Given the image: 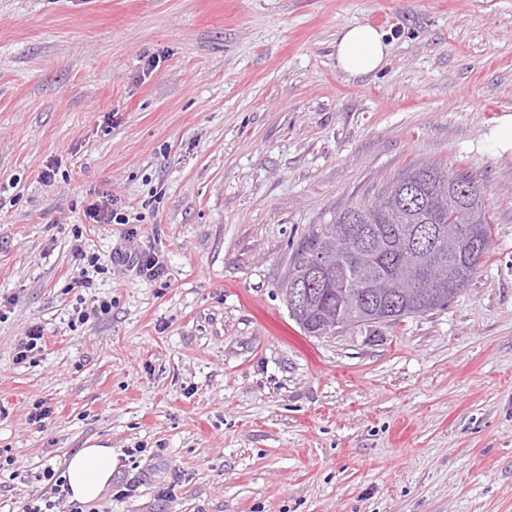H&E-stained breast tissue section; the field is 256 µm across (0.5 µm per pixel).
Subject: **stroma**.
Returning <instances> with one entry per match:
<instances>
[{
  "label": "stroma",
  "instance_id": "1",
  "mask_svg": "<svg viewBox=\"0 0 512 512\" xmlns=\"http://www.w3.org/2000/svg\"><path fill=\"white\" fill-rule=\"evenodd\" d=\"M354 24L387 34L376 74L336 66ZM506 112L512 0H0V512L91 445L112 482L62 512H512V158L482 148ZM431 163L492 215L474 278L304 336V235ZM107 199L126 223H87ZM76 240L112 264L90 289ZM131 263L139 276L151 281L164 276L166 271L163 261L156 254L135 255ZM24 335L15 347V360L17 363H23L27 359L33 358L46 344L45 329L41 324L34 323L30 325Z\"/></svg>",
  "mask_w": 512,
  "mask_h": 512
}]
</instances>
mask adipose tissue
Here are the masks:
<instances>
[{
    "mask_svg": "<svg viewBox=\"0 0 512 512\" xmlns=\"http://www.w3.org/2000/svg\"><path fill=\"white\" fill-rule=\"evenodd\" d=\"M385 34L373 26L358 24L343 28L336 37V63L340 70L353 77L379 71L388 55ZM112 451L92 445L79 449L65 462L71 497L78 502L97 499L112 480Z\"/></svg>",
    "mask_w": 512,
    "mask_h": 512,
    "instance_id": "ef3b65f1",
    "label": "adipose tissue"
}]
</instances>
